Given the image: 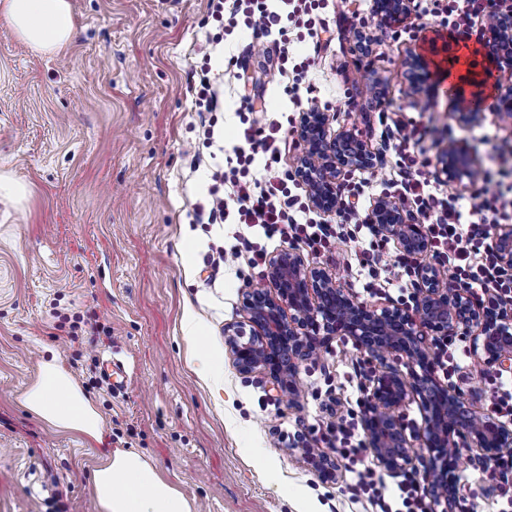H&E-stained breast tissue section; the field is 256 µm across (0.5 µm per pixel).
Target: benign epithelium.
I'll use <instances>...</instances> for the list:
<instances>
[{"instance_id":"benign-epithelium-1","label":"benign epithelium","mask_w":512,"mask_h":512,"mask_svg":"<svg viewBox=\"0 0 512 512\" xmlns=\"http://www.w3.org/2000/svg\"><path fill=\"white\" fill-rule=\"evenodd\" d=\"M411 0H372L370 16L376 29L398 31L411 14ZM482 41L498 48L489 58L496 69L512 73V0H494L484 18ZM409 89L419 106L430 104L427 90L432 79L427 58L410 53L406 60ZM474 91L460 87L450 98L455 121L463 127L481 124L482 104L477 102L483 79L466 81ZM492 111L498 121L512 128V81L497 82ZM330 114L316 107L301 113L296 135L302 150L292 175L306 185L313 209L342 213L350 205L339 187L346 172L370 170L379 155L353 129L330 131ZM480 166L463 140L447 139L440 147L435 178L458 191L469 190L478 180ZM364 222L384 239H394L401 249L424 253L428 243L423 225L417 223L400 201L386 195L373 200ZM493 250L505 272H512V224H499ZM413 306L367 305L342 288L325 271L309 266L296 248H286L267 260L266 279L271 288L247 286L242 307L249 327L228 323L224 345L237 371L243 375L265 371L277 392L295 402L301 394L299 365L319 357L333 336L352 339L369 361L379 367L368 379L362 424L369 437L375 462L391 474L423 469V491L448 512L461 498L455 478V448L464 442L476 464L485 467L512 453V427L492 414L477 411L464 394L444 384L434 372L428 337H469L473 356L483 368L512 370V295L499 293L490 304L474 300L464 288L443 287L440 269L420 266ZM406 358L402 373L387 364V355ZM419 403L422 440L428 456L419 455L407 435L399 410ZM277 444L297 453L325 482L340 477L337 458L319 448L316 441L298 433L277 437Z\"/></svg>"}]
</instances>
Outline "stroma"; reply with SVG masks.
<instances>
[{"mask_svg": "<svg viewBox=\"0 0 512 512\" xmlns=\"http://www.w3.org/2000/svg\"><path fill=\"white\" fill-rule=\"evenodd\" d=\"M71 4L76 36L57 55L33 54L0 18V173L27 189L19 203L0 198V512H95L91 469L115 448L146 453L193 499L195 512H380L379 498H392L400 477L369 450L357 463L342 460L331 483L276 444L277 434L301 431L330 451L337 418L361 420L374 365L353 341L334 337L319 360L301 363L296 406L265 372L240 374L224 346L225 324L246 319L243 288L265 283L266 269L245 257L212 269L214 250L238 247L237 227L193 221L216 169L187 91L190 63L201 59L213 29L208 0ZM369 9L370 0H320V37L311 38L304 18H289L261 65L238 57L251 29L240 23L225 34L211 61L224 72L218 145L229 150L239 141L237 91L244 88L264 121L281 127L286 145L272 173L295 194L307 193L291 178L301 150L296 124L313 104L330 113L332 130H356L382 157L376 171L343 180L360 212L404 174L388 134L395 125L438 129L466 141L482 170H511L512 128L493 112L478 126H459L442 79L428 109L406 95L409 52L437 62L449 52L470 58L477 38L449 43L432 0H412L407 27L379 33L362 54L351 34ZM360 67L383 80V105L370 107L368 82L353 78ZM298 81L309 91L297 103L288 91ZM367 250L376 260L373 294ZM302 253L361 302L412 303L411 277L391 273L398 244L373 228L331 250ZM190 321L200 335H187ZM202 346L212 359L207 374L196 359ZM453 349L458 367L448 384L476 408L492 410L496 396L512 393V371L478 367L468 338L456 337ZM53 354L99 409L102 443L52 431L20 405L40 359ZM109 355L129 367L116 392L93 366ZM469 458L457 448L461 512H512L497 481ZM363 474L376 493L354 494Z\"/></svg>", "mask_w": 512, "mask_h": 512, "instance_id": "stroma-1", "label": "stroma"}]
</instances>
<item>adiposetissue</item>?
<instances>
[{"instance_id": "1", "label": "adipose tissue", "mask_w": 512, "mask_h": 512, "mask_svg": "<svg viewBox=\"0 0 512 512\" xmlns=\"http://www.w3.org/2000/svg\"><path fill=\"white\" fill-rule=\"evenodd\" d=\"M0 17L30 51L53 55L70 44L75 26L70 0H0ZM23 406L58 432L101 441L103 420L58 357L41 360L36 380L22 393ZM97 512H194V504L166 480L146 455L115 449L92 470Z\"/></svg>"}]
</instances>
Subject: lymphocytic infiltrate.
I'll list each match as a JSON object with an SVG mask.
<instances>
[{"mask_svg": "<svg viewBox=\"0 0 512 512\" xmlns=\"http://www.w3.org/2000/svg\"><path fill=\"white\" fill-rule=\"evenodd\" d=\"M208 8L218 23L228 14L244 15L246 26L256 38L255 44L245 49L251 56L266 49L267 37L273 35L282 20L281 14L271 9L266 0H209ZM241 109L248 112L249 119L240 144L233 149L237 162L232 170L233 178L225 180L220 171L214 174L205 201L195 205L197 220L221 224L231 218L251 228L260 227L264 233H277L303 243L315 251L330 250L336 243L334 231L323 224L299 222L296 215L304 211V202L287 194L282 181L252 173L257 154H266L270 162H277L282 139L279 127L254 116L250 96H243ZM400 161L409 169L399 184L400 196L425 219L433 256L450 264L448 287L478 290L486 297L506 289L512 291V278L506 276L493 250L485 245L491 224L512 208V197L501 191L482 189L471 207V219L466 222L456 204L430 192L429 181L424 171L417 169L415 157L404 154Z\"/></svg>", "mask_w": 512, "mask_h": 512, "instance_id": "lymphocytic-infiltrate-1", "label": "lymphocytic infiltrate"}]
</instances>
